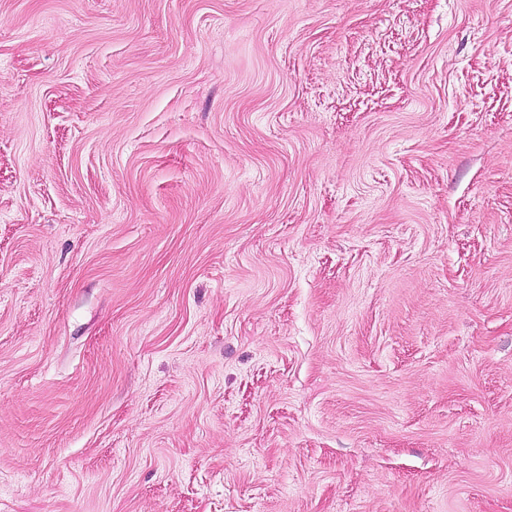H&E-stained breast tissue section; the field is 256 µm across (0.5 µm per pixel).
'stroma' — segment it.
I'll return each mask as SVG.
<instances>
[{
    "instance_id": "35a3bbf8",
    "label": "stroma",
    "mask_w": 512,
    "mask_h": 512,
    "mask_svg": "<svg viewBox=\"0 0 512 512\" xmlns=\"http://www.w3.org/2000/svg\"><path fill=\"white\" fill-rule=\"evenodd\" d=\"M0 512H512V0H0Z\"/></svg>"
}]
</instances>
